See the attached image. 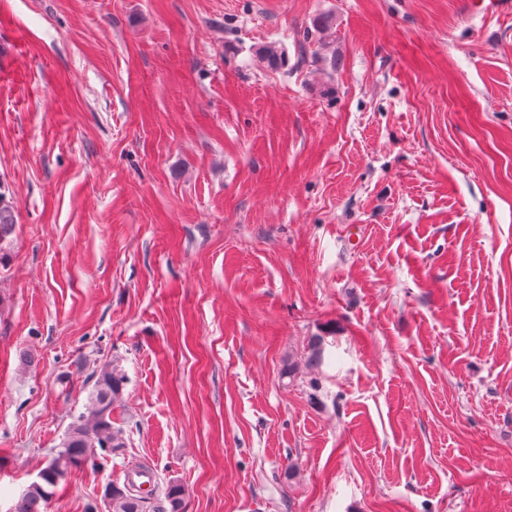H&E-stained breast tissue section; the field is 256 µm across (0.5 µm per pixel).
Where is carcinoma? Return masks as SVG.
Masks as SVG:
<instances>
[{
  "instance_id": "cac0c4a2",
  "label": "carcinoma",
  "mask_w": 512,
  "mask_h": 512,
  "mask_svg": "<svg viewBox=\"0 0 512 512\" xmlns=\"http://www.w3.org/2000/svg\"><path fill=\"white\" fill-rule=\"evenodd\" d=\"M15 224L14 210L0 192V239L5 237ZM126 378L122 370L113 365L97 374L86 412L73 418L61 447L46 461L32 482L19 496L11 512H47L48 505L58 486L66 481L72 470L98 459L112 458L123 454L126 448L124 430L114 426L112 411L119 399ZM104 497L108 512H147V497L135 489L133 482L106 487ZM167 506L155 512H188L185 489L171 481L164 489Z\"/></svg>"
}]
</instances>
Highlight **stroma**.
<instances>
[{
    "label": "stroma",
    "instance_id": "35a3bbf8",
    "mask_svg": "<svg viewBox=\"0 0 512 512\" xmlns=\"http://www.w3.org/2000/svg\"><path fill=\"white\" fill-rule=\"evenodd\" d=\"M467 2L0 0V512L108 364L125 454L48 512L137 464L189 512H512V15ZM164 501L167 502L168 507L163 506L161 509L154 510L153 512H187L188 501L186 500L185 489L181 484L176 481L170 483L164 489Z\"/></svg>",
    "mask_w": 512,
    "mask_h": 512
}]
</instances>
